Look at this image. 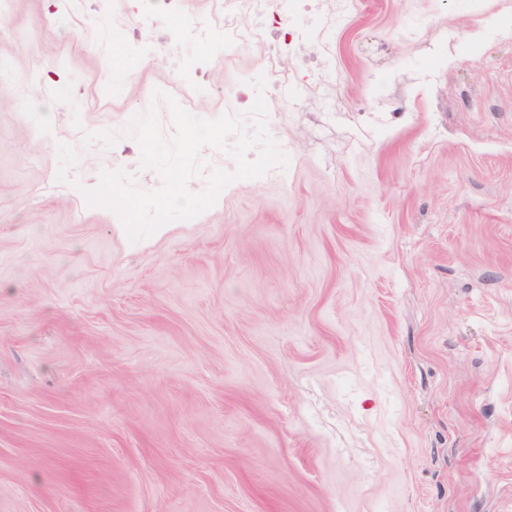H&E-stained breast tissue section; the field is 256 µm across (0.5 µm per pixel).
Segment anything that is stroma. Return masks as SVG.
<instances>
[{"label":"stroma","mask_w":512,"mask_h":512,"mask_svg":"<svg viewBox=\"0 0 512 512\" xmlns=\"http://www.w3.org/2000/svg\"><path fill=\"white\" fill-rule=\"evenodd\" d=\"M0 0V512H512V0ZM287 168L130 242L95 186L154 89ZM111 71H104V59ZM229 19L225 17L224 24V52L234 54L241 48L258 37L257 29L253 27H243L234 21L233 3L230 1L228 6ZM255 33V36H252Z\"/></svg>","instance_id":"1"}]
</instances>
